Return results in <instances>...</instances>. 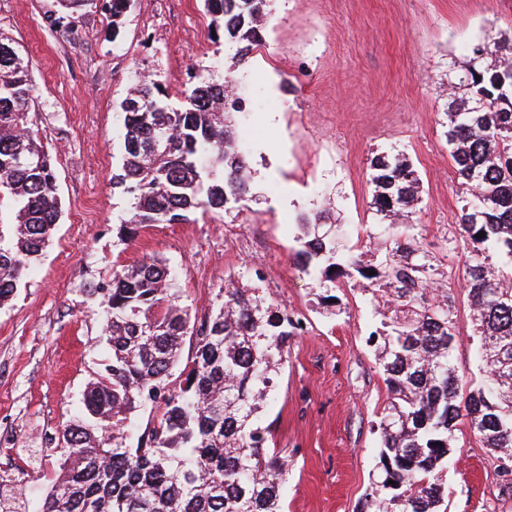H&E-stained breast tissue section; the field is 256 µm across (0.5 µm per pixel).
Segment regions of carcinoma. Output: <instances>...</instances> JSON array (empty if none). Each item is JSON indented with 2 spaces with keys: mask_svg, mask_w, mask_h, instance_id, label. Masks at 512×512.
Instances as JSON below:
<instances>
[{
  "mask_svg": "<svg viewBox=\"0 0 512 512\" xmlns=\"http://www.w3.org/2000/svg\"><path fill=\"white\" fill-rule=\"evenodd\" d=\"M93 0H57L50 25L64 36ZM224 38L248 54L263 45L270 0H205ZM465 73L448 84L445 137L461 184L449 249L466 266L473 335L486 367L484 386L463 394L453 362L459 327L452 293L433 292L438 259L415 235L394 240L381 267L368 269L334 236L319 232L324 211L303 213L307 240L296 253L321 271V285L352 267L366 280L380 327L371 333L391 394L379 423V474L364 512H441V474L459 418L484 447L512 455V41L491 67L474 49ZM154 79L134 83L120 103L124 159L112 186L134 198L127 224H178L222 210L249 191L247 163L226 115L240 109L231 81L198 78L172 108ZM36 100L28 61L0 34V304L43 254L60 220L57 174L30 126ZM373 205L388 226L414 213L419 177L402 153L371 161ZM485 236L479 238L477 234ZM151 259L113 271L101 304L112 360L88 384L85 419L64 429L61 475L40 512H281L286 456L268 446L258 414L280 373L299 323L259 296L224 291V305L191 322ZM194 354L171 379L184 337ZM162 409L136 446L124 429L136 408Z\"/></svg>",
  "mask_w": 512,
  "mask_h": 512,
  "instance_id": "carcinoma-1",
  "label": "carcinoma"
}]
</instances>
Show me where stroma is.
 <instances>
[{
  "mask_svg": "<svg viewBox=\"0 0 512 512\" xmlns=\"http://www.w3.org/2000/svg\"><path fill=\"white\" fill-rule=\"evenodd\" d=\"M56 0H0V32L27 55L37 87L32 128L54 160L62 214L50 245L0 306V512H40L56 478L60 433L78 416L109 348L95 290L114 267L157 259L177 302L203 318L228 288L257 289L301 323L260 414L288 458L282 512H362L389 392L368 337L379 324L353 279L324 300L319 275L294 263L301 213L331 206L339 238L372 260L385 230L369 162L406 155L421 181L412 217L455 297L461 387L485 380L475 356L465 266L448 240L463 205L444 136L449 80L475 47L512 40V0H271L264 45L235 59L212 37L204 0H130L120 22L96 8L74 39L47 17ZM232 73L243 108L232 122L250 191L188 224L127 235L132 196L112 187L123 153L119 104L143 74L170 104L199 76ZM444 471L447 512H512V475L460 421Z\"/></svg>",
  "mask_w": 512,
  "mask_h": 512,
  "instance_id": "obj_1",
  "label": "stroma"
}]
</instances>
